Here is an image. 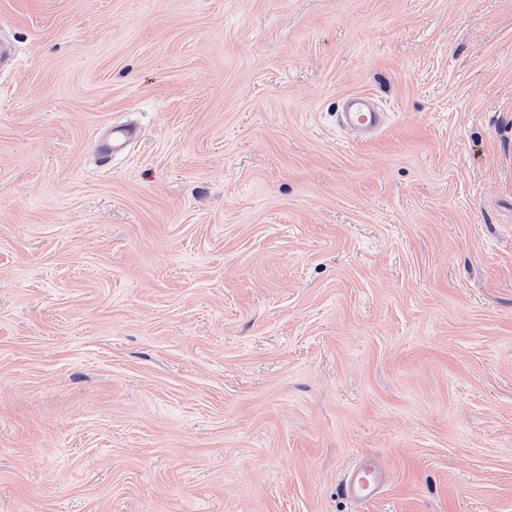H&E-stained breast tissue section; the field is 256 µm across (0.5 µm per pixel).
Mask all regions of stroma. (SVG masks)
<instances>
[{
	"label": "stroma",
	"instance_id": "1",
	"mask_svg": "<svg viewBox=\"0 0 512 512\" xmlns=\"http://www.w3.org/2000/svg\"><path fill=\"white\" fill-rule=\"evenodd\" d=\"M1 36L0 512H512V0H0ZM385 121L386 113L377 112L372 98L363 92L347 97L345 112L340 119L342 127L356 131L363 137L375 135ZM139 131L132 125L113 126L106 133L101 135L97 143V153L103 160L112 157V154L119 153L127 149L129 144L136 140ZM384 475L373 458L365 457L340 484V492L353 502H364L376 497L382 488Z\"/></svg>",
	"mask_w": 512,
	"mask_h": 512
}]
</instances>
